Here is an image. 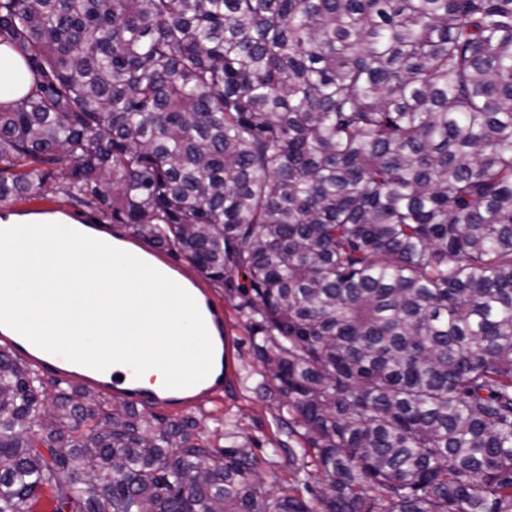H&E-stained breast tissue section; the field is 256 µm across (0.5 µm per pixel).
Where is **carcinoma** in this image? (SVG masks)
I'll use <instances>...</instances> for the list:
<instances>
[{
    "label": "carcinoma",
    "mask_w": 512,
    "mask_h": 512,
    "mask_svg": "<svg viewBox=\"0 0 512 512\" xmlns=\"http://www.w3.org/2000/svg\"><path fill=\"white\" fill-rule=\"evenodd\" d=\"M1 43L0 203L57 175L236 294L292 479L0 347V512H512V0H0ZM35 82L24 60L0 45V104L9 105L31 92Z\"/></svg>",
    "instance_id": "obj_1"
}]
</instances>
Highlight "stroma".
Listing matches in <instances>:
<instances>
[{"label":"stroma","mask_w":512,"mask_h":512,"mask_svg":"<svg viewBox=\"0 0 512 512\" xmlns=\"http://www.w3.org/2000/svg\"><path fill=\"white\" fill-rule=\"evenodd\" d=\"M10 209L20 211L62 209L76 219L96 226L108 228L112 234L131 238L127 225L113 222L111 217L94 208L72 202L61 191L59 179H51L44 196L31 200L11 201ZM167 263L189 278L198 279L200 287L224 311V333L232 343L231 368L224 382V393L215 401H208L189 409L188 414L198 424V429L214 445L219 447L231 444V437L225 436L219 425L220 420L237 423L238 433L253 443L255 455L269 463L281 481L292 477L291 466L285 453L276 451L275 441L283 433L277 427L280 414L276 402L263 398L258 392L262 380L261 366L252 352L253 322L238 306L239 300L221 285L207 279L198 278L195 269L180 253L164 252Z\"/></svg>","instance_id":"35a3bbf8"}]
</instances>
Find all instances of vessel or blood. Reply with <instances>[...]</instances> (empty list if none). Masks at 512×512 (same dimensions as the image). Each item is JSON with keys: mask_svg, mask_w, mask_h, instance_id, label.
Here are the masks:
<instances>
[{"mask_svg": "<svg viewBox=\"0 0 512 512\" xmlns=\"http://www.w3.org/2000/svg\"><path fill=\"white\" fill-rule=\"evenodd\" d=\"M176 303L196 309L195 329L202 332L223 324L224 312L203 289L173 291ZM16 317H0V343L23 352L40 371L79 379L127 402L153 400L157 405L185 410L206 398L219 395L230 367L231 346L220 339L217 348L199 352L185 349L173 336L152 340L150 360L167 372L166 382L158 388L143 386L139 375L140 360L130 349L106 346L96 336L84 337L72 344L39 332H16Z\"/></svg>", "mask_w": 512, "mask_h": 512, "instance_id": "obj_1", "label": "vessel or blood"}]
</instances>
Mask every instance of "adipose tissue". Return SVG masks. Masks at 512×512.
I'll return each instance as SVG.
<instances>
[{
    "mask_svg": "<svg viewBox=\"0 0 512 512\" xmlns=\"http://www.w3.org/2000/svg\"><path fill=\"white\" fill-rule=\"evenodd\" d=\"M35 82L24 60L0 45V104L31 92ZM191 278L155 254L62 210H0V312L21 324L51 331L69 342L95 334L132 346L146 336H189L192 320L174 305L172 288Z\"/></svg>",
    "mask_w": 512,
    "mask_h": 512,
    "instance_id": "ef3b65f1",
    "label": "adipose tissue"
}]
</instances>
